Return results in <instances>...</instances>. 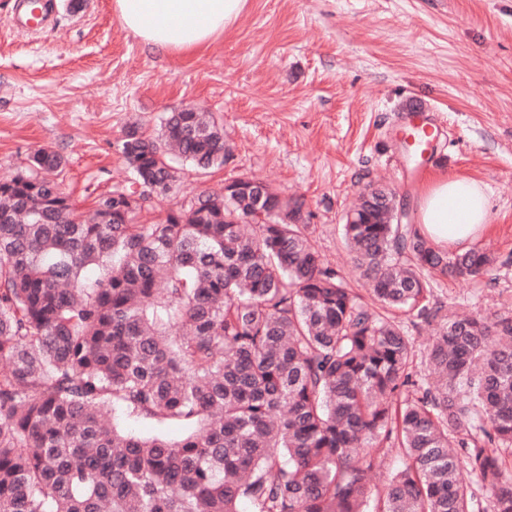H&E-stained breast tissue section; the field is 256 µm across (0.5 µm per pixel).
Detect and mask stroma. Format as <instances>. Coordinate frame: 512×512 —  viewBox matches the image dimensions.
I'll return each instance as SVG.
<instances>
[{
  "label": "stroma",
  "mask_w": 512,
  "mask_h": 512,
  "mask_svg": "<svg viewBox=\"0 0 512 512\" xmlns=\"http://www.w3.org/2000/svg\"><path fill=\"white\" fill-rule=\"evenodd\" d=\"M54 24L15 29L0 0V179L40 149L63 159L59 180L80 209L130 185L116 143L130 124L158 128L194 106L223 124L230 156L145 202L152 223L201 192L254 177L302 202L313 243L352 286L359 272L340 234L366 182L416 214L434 173L482 181L494 251L484 277L442 278L434 298L458 316L512 315V0H247L239 19L197 52L152 50L122 28L112 0H55ZM434 117L436 152L412 160L405 113Z\"/></svg>",
  "instance_id": "obj_1"
}]
</instances>
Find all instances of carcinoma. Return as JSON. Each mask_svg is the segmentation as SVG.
Returning a JSON list of instances; mask_svg holds the SVG:
<instances>
[{
	"mask_svg": "<svg viewBox=\"0 0 512 512\" xmlns=\"http://www.w3.org/2000/svg\"><path fill=\"white\" fill-rule=\"evenodd\" d=\"M118 150L135 179L87 212L54 151L0 181V512H479L481 488L512 512V316L433 302L434 277L483 276L491 254L436 250L370 185L380 202L342 224L364 296L261 180L259 199L201 193L135 222L176 188L172 160L224 164L208 113L133 124ZM399 311L436 324L430 381ZM111 405L185 434L125 433ZM386 448L406 462L374 487Z\"/></svg>",
	"mask_w": 512,
	"mask_h": 512,
	"instance_id": "cac0c4a2",
	"label": "carcinoma"
}]
</instances>
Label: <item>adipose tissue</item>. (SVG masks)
Returning <instances> with one entry per match:
<instances>
[{"label": "adipose tissue", "instance_id": "ef3b65f1", "mask_svg": "<svg viewBox=\"0 0 512 512\" xmlns=\"http://www.w3.org/2000/svg\"><path fill=\"white\" fill-rule=\"evenodd\" d=\"M246 0H113L121 26L143 43L171 55L200 49L233 25ZM418 232L434 248H470L488 226L483 182L433 175L419 203Z\"/></svg>", "mask_w": 512, "mask_h": 512}]
</instances>
